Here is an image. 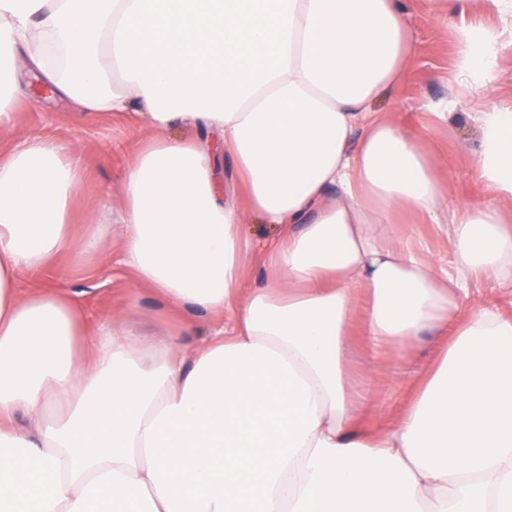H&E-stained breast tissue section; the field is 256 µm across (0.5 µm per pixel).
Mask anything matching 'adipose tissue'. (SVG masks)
Listing matches in <instances>:
<instances>
[{
	"label": "adipose tissue",
	"instance_id": "adipose-tissue-1",
	"mask_svg": "<svg viewBox=\"0 0 512 512\" xmlns=\"http://www.w3.org/2000/svg\"><path fill=\"white\" fill-rule=\"evenodd\" d=\"M490 3L502 31L459 32L474 89L512 34V0ZM412 54L402 0H0V126L23 70L84 112L144 107L124 261L224 320L186 358L187 319L149 338L123 310L84 365L75 300L17 286L72 245L76 149L33 136L0 156V512H512V318L459 302L480 279L512 287V112L479 115L494 203L449 210L439 127L414 138L372 109ZM187 123L223 142L244 204L218 197L208 141L173 135ZM247 211L281 230L256 288ZM404 211L449 223L447 264L398 236ZM361 299L384 350L446 339L375 432L346 355ZM269 274L264 254H261V249H257L248 259L243 287H258L266 281Z\"/></svg>",
	"mask_w": 512,
	"mask_h": 512
}]
</instances>
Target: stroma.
Wrapping results in <instances>:
<instances>
[{"mask_svg":"<svg viewBox=\"0 0 512 512\" xmlns=\"http://www.w3.org/2000/svg\"><path fill=\"white\" fill-rule=\"evenodd\" d=\"M403 5L413 41L412 66L400 87L375 102L373 109L396 114L403 128L416 137L423 134L431 113H447L448 122L434 142L432 156L447 202H493L492 193L477 175L478 115L512 108V47L498 53L487 89L458 93L455 71L458 29L464 25L498 28L500 17L487 0H470L463 11L447 6L436 12L430 0H403ZM29 93V88L21 89L12 124L0 128V151H9L20 140L37 135L74 143L82 169L71 204L75 235L100 233L102 251L80 257L75 249H67L41 274L22 277L21 288L60 283L74 293L86 322L95 328L129 304L137 309L134 321L139 329L161 332L162 302L151 290L134 285L116 247L121 227L112 221L123 205L125 173L152 137V130L142 116L130 111L103 112L88 119L68 99L42 98L33 103ZM349 331L350 365L365 398L369 423L385 427L398 417L433 368L443 343L425 332L410 355L393 357L365 336L360 304L354 308Z\"/></svg>","mask_w":512,"mask_h":512,"instance_id":"obj_1","label":"stroma"}]
</instances>
